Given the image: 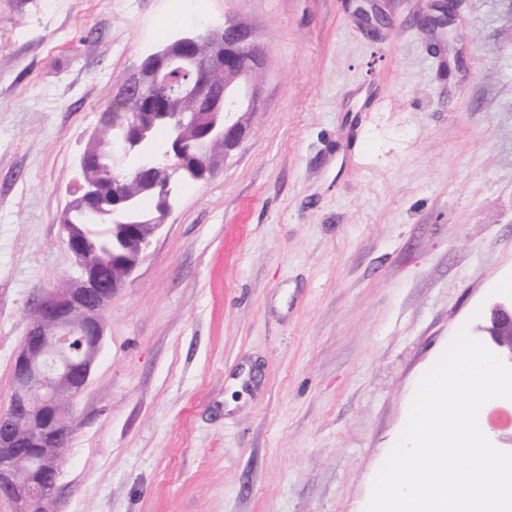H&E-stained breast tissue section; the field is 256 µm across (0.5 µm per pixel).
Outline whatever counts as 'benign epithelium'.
Segmentation results:
<instances>
[{"label":"benign epithelium","instance_id":"7a95c632","mask_svg":"<svg viewBox=\"0 0 512 512\" xmlns=\"http://www.w3.org/2000/svg\"><path fill=\"white\" fill-rule=\"evenodd\" d=\"M264 64L251 32L229 22L222 30L170 42L113 87V101L123 105L132 104L133 93L149 87L162 108L113 121L110 140L93 154L83 153L80 168L95 165L123 173L132 160L145 191L161 194L165 206L156 215L141 208L138 196L114 192L110 223L100 224L99 188L93 184L80 185L78 195L66 204L62 229L80 276L34 304L13 360L11 397L0 408V502L11 512H49L55 501L59 469L53 454L63 451L70 439L61 433L58 409L83 390L103 350L106 306L150 244V238L139 235V227L148 225L156 233L173 209L171 177L161 181L154 174L161 166L169 174L179 172L189 159L211 171L217 168L248 129L258 92L256 74ZM169 106L188 123L202 126L203 135L187 145L176 130L166 143H159L154 127L169 117ZM120 249L128 252L123 273L101 281L96 261ZM478 333L489 336L497 356L512 364V298L492 307L490 325Z\"/></svg>","mask_w":512,"mask_h":512}]
</instances>
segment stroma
Wrapping results in <instances>:
<instances>
[{
    "label": "stroma",
    "mask_w": 512,
    "mask_h": 512,
    "mask_svg": "<svg viewBox=\"0 0 512 512\" xmlns=\"http://www.w3.org/2000/svg\"><path fill=\"white\" fill-rule=\"evenodd\" d=\"M200 0L270 60L106 313L53 512H364L417 385L512 283V0ZM368 4L385 19L372 30ZM183 0H0V407L112 79Z\"/></svg>",
    "instance_id": "1"
}]
</instances>
